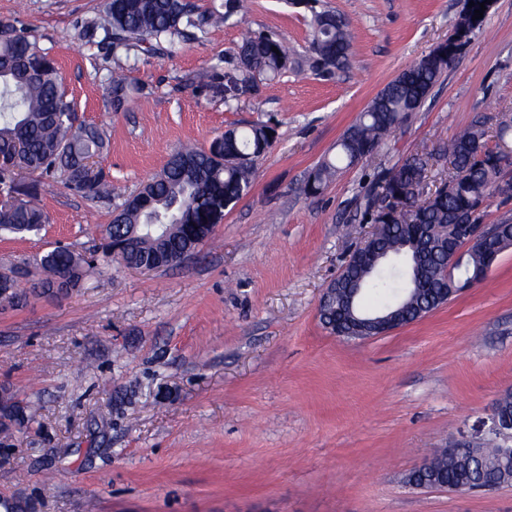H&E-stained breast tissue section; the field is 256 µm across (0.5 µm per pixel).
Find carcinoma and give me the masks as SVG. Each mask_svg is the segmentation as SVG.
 Listing matches in <instances>:
<instances>
[{
    "mask_svg": "<svg viewBox=\"0 0 512 512\" xmlns=\"http://www.w3.org/2000/svg\"><path fill=\"white\" fill-rule=\"evenodd\" d=\"M224 11L201 12L191 0H104L102 11L84 22L79 37L100 38L112 55L173 53L186 39L199 40L210 26L229 20L243 9V0H224ZM312 51L295 61L285 40L273 34L247 36L236 52L237 81L250 91L261 79L282 75L299 64L318 75H331L351 64V35L345 19L333 10L311 9ZM277 51H272V47ZM0 233L26 236L48 222L37 205L14 193V169L53 180L63 177L66 187L94 200L108 196L111 185L94 168L106 141L99 127L80 121L75 105L48 53L30 39L18 20L0 23ZM445 60L428 54L403 70L374 97L336 143V154L311 172L305 192L315 194L346 167L359 163L361 149H378L385 136L420 109L429 90L445 72ZM134 89L126 79L111 76L109 95L114 111L126 108ZM512 124L502 122L497 143L489 144L484 123L476 121L446 147L453 171L424 197L412 191L414 179L426 170L428 159L414 155L375 176L363 195L362 221L377 225L368 246L341 271L336 288L322 307L320 322L340 325L343 336L359 339L389 323L407 324L424 318L469 288L485 273L494 254L512 246V223L495 228L490 243L472 246L449 273H444L448 246L420 236L423 224H463L482 201L493 199L501 173L500 144L506 143ZM275 128L255 124L217 138L210 153L183 146L172 154L163 171L146 182L115 211L104 229L100 256L87 259L68 247L56 246L34 264L0 267V289L9 290L5 305L27 300L21 282L35 295H54L79 287L88 270L115 260L114 249L128 265L160 267L187 249L207 240L212 216L224 214L252 188L254 173L233 165L240 154L260 160L271 148ZM407 200L408 210L395 216L372 210L377 192ZM12 405L0 407V433L8 438L13 427L37 421L38 409H21L13 419ZM503 440L488 439L476 448H446L436 452L426 468L412 470L407 483L417 488L486 489L512 478V459L503 455Z\"/></svg>",
    "mask_w": 512,
    "mask_h": 512,
    "instance_id": "obj_1",
    "label": "carcinoma"
}]
</instances>
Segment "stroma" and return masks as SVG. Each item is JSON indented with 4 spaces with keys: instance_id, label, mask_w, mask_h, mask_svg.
I'll return each mask as SVG.
<instances>
[{
    "instance_id": "stroma-1",
    "label": "stroma",
    "mask_w": 512,
    "mask_h": 512,
    "mask_svg": "<svg viewBox=\"0 0 512 512\" xmlns=\"http://www.w3.org/2000/svg\"><path fill=\"white\" fill-rule=\"evenodd\" d=\"M346 18L352 64L322 77L294 68L227 100L213 64L234 71L250 33L308 54L311 14L292 0L244 10L164 55L116 60L78 28L103 0H0L55 59L82 120L108 141L98 164L112 198L91 201L38 175L21 197L49 216L25 239L0 237V265L64 245L87 253L112 214L170 155L230 128L277 123L250 192L181 263L150 272L112 264L82 287L0 307V386L41 408L0 447V512H512V485L453 492L408 485L438 448L477 441L512 390V247L487 276L423 319L347 340L318 315L323 288L370 230L357 220L374 171L439 153L478 119L512 115V0H494L419 111L374 157L322 191L309 173L367 103L446 41L465 0H322ZM136 88L116 112L112 73Z\"/></svg>"
}]
</instances>
